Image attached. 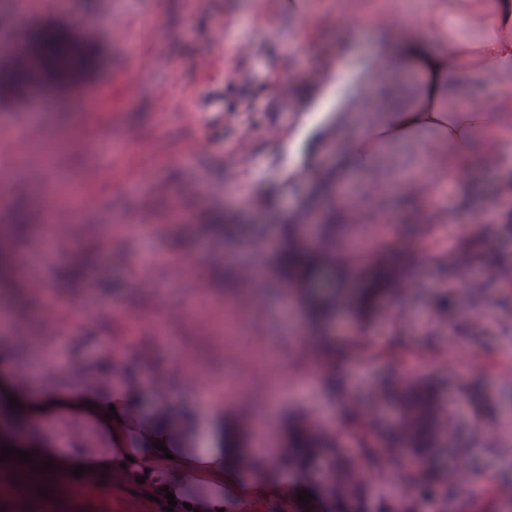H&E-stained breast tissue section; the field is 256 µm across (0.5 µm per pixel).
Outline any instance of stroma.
I'll return each mask as SVG.
<instances>
[{
    "label": "stroma",
    "mask_w": 512,
    "mask_h": 512,
    "mask_svg": "<svg viewBox=\"0 0 512 512\" xmlns=\"http://www.w3.org/2000/svg\"><path fill=\"white\" fill-rule=\"evenodd\" d=\"M418 0H0V43L46 21L96 30L95 65L76 91L36 101L0 98V123L32 125L35 144L0 157V308L13 311L14 367L35 371L42 388L97 383L112 357L122 378L139 387L152 373L167 377L174 409L189 411L196 391L223 399L256 392L255 423L236 432L240 447L279 448L289 418L329 419L345 453L366 465L331 386V373L308 339L328 333L338 347L360 339L365 350L339 374L349 400L378 407L384 423L398 413L375 405L384 377L430 376L441 384L459 437L475 425L494 442L473 450L472 474L452 497L457 512H512L499 495L512 480V278L483 263L494 253L512 266V169L482 161L465 171L470 193L453 191L424 212L401 190L375 184L412 177L424 160L403 144L388 146L391 164L356 169L354 210H340L334 182L335 139L304 147L306 165L289 171L288 147L306 113V89L318 69L342 57L369 56L378 14L420 19ZM355 12V28L341 19ZM92 190L75 202L65 236L48 229L42 199ZM495 208H486V200ZM468 210L474 223L453 222ZM312 224L295 236L306 249L313 227L333 231L335 244L357 247L347 283L357 286L378 258H399L420 288L417 299L382 298L362 331L347 310L328 330L309 318L285 279L253 281L241 272L275 260L256 241L287 237L294 214ZM148 221L149 235L117 232ZM18 253L36 256L32 271ZM468 256L470 279L448 272ZM479 280L471 292L470 280ZM72 369L59 371V363ZM288 394L278 397L277 390ZM296 483L253 485L249 512H335L298 502ZM144 484L120 481L57 500L56 512H163Z\"/></svg>",
    "instance_id": "35a3bbf8"
}]
</instances>
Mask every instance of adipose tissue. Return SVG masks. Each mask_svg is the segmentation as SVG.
I'll list each match as a JSON object with an SVG mask.
<instances>
[{
  "instance_id": "1",
  "label": "adipose tissue",
  "mask_w": 512,
  "mask_h": 512,
  "mask_svg": "<svg viewBox=\"0 0 512 512\" xmlns=\"http://www.w3.org/2000/svg\"><path fill=\"white\" fill-rule=\"evenodd\" d=\"M463 7L479 16L483 33L478 39L443 38L426 19L405 31L396 16L380 17L384 36L378 55L355 70L342 60L320 69L314 84L320 108L300 129L299 138L316 129L332 131L342 123L361 87L386 67L397 75L405 70L414 75L413 97L407 102L389 99L379 114L362 120L341 154L342 168L372 166L379 144L413 143L431 172L416 187L431 210L438 206L444 185L462 183L463 166L474 154L493 157L501 168L511 164L512 0H463ZM467 74L500 78L498 94L487 98L466 92L457 103H449L452 77ZM119 375L114 365L95 388L44 389L26 397L17 391L8 354L0 351V400L16 398L20 415L32 425L72 414L95 423L112 441L108 448H53L44 440H19L5 432L0 433V446L30 452V474L36 473L38 462H50L44 477L51 481L66 479L76 465L83 466L82 477L89 483L107 470L132 481L145 477L151 488L165 486L174 494V512H233L235 500L243 496L240 477L285 466L281 451L252 454L225 446L221 399L201 396L194 417L177 428L171 422L164 377L145 380V390L157 402L145 410ZM111 408L117 416L110 420L106 413Z\"/></svg>"
}]
</instances>
